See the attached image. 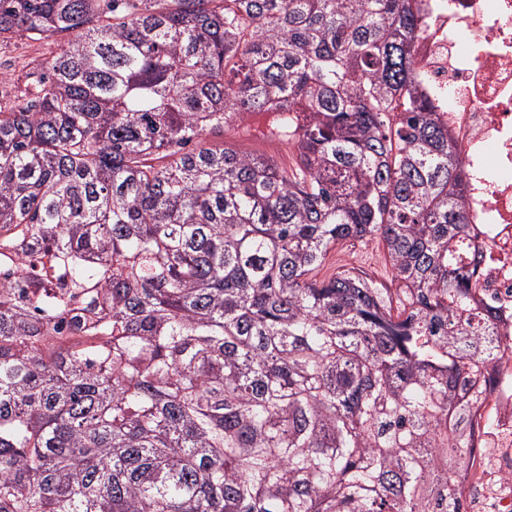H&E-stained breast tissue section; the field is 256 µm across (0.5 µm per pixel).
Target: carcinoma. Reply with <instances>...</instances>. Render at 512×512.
<instances>
[{"label": "carcinoma", "instance_id": "carcinoma-1", "mask_svg": "<svg viewBox=\"0 0 512 512\" xmlns=\"http://www.w3.org/2000/svg\"><path fill=\"white\" fill-rule=\"evenodd\" d=\"M411 0H0V512H462L512 351ZM281 113L285 168L226 146ZM383 243L397 288L311 273ZM56 46L43 42H32L27 39L13 38L7 43H1V59L11 58L14 68L19 70L28 59L40 57L47 61L55 52Z\"/></svg>", "mask_w": 512, "mask_h": 512}]
</instances>
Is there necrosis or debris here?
<instances>
[{
    "label": "necrosis or debris",
    "mask_w": 512,
    "mask_h": 512,
    "mask_svg": "<svg viewBox=\"0 0 512 512\" xmlns=\"http://www.w3.org/2000/svg\"><path fill=\"white\" fill-rule=\"evenodd\" d=\"M423 32L415 67L470 170L465 207L476 243L470 268L512 325V0H413ZM486 412L469 419L474 441L464 512H512V353L494 365Z\"/></svg>",
    "instance_id": "4bbe7bcc"
}]
</instances>
